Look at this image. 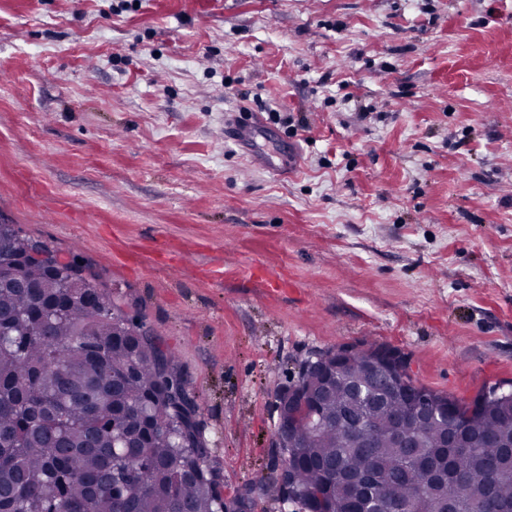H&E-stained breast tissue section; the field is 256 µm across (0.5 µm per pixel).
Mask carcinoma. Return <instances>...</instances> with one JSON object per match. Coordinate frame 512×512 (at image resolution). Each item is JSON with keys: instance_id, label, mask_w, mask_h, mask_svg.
<instances>
[{"instance_id": "obj_1", "label": "carcinoma", "mask_w": 512, "mask_h": 512, "mask_svg": "<svg viewBox=\"0 0 512 512\" xmlns=\"http://www.w3.org/2000/svg\"><path fill=\"white\" fill-rule=\"evenodd\" d=\"M0 512H235L210 462L197 406L180 371L143 324L113 303L86 264L0 223ZM66 285L83 301L66 303ZM355 349L327 379L325 354L300 380L325 426L294 421L273 453L283 476L261 477L281 507L351 512L361 495L375 512H512V391L465 403L417 384L401 368L372 387ZM448 400V413L409 419L417 455L382 438L412 413L409 394Z\"/></svg>"}]
</instances>
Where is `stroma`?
Listing matches in <instances>:
<instances>
[{"label":"stroma","instance_id":"obj_1","mask_svg":"<svg viewBox=\"0 0 512 512\" xmlns=\"http://www.w3.org/2000/svg\"><path fill=\"white\" fill-rule=\"evenodd\" d=\"M115 2L0 0V221L159 336L226 493L316 353L512 389V0ZM238 112L239 117L234 119V124L232 125L236 136L242 142L254 141L262 131L263 126L261 122L252 115L248 117V115L244 114L245 117H243L241 112H248L247 110L240 109Z\"/></svg>","mask_w":512,"mask_h":512}]
</instances>
